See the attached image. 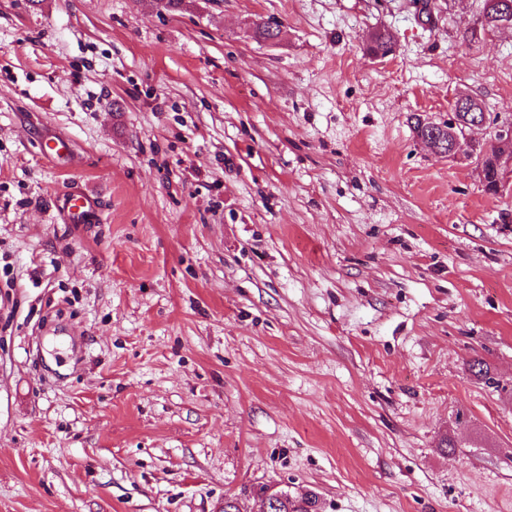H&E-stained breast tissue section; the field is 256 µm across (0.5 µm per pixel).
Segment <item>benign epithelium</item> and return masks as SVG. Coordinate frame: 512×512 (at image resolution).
I'll use <instances>...</instances> for the list:
<instances>
[{"mask_svg":"<svg viewBox=\"0 0 512 512\" xmlns=\"http://www.w3.org/2000/svg\"><path fill=\"white\" fill-rule=\"evenodd\" d=\"M488 9L501 17L499 27L512 26V0H487ZM429 128H448V153L446 157L456 159L464 154H472V147L476 144L471 132L482 128L492 134L495 144V153L492 156V166L497 173L495 188L500 190L512 184V118L501 120L492 118L483 111L481 105L473 98L460 96L456 98L452 117L448 125H437L431 122H422Z\"/></svg>","mask_w":512,"mask_h":512,"instance_id":"7a95c632","label":"benign epithelium"}]
</instances>
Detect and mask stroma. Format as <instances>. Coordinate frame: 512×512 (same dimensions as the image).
I'll return each instance as SVG.
<instances>
[{
  "mask_svg": "<svg viewBox=\"0 0 512 512\" xmlns=\"http://www.w3.org/2000/svg\"><path fill=\"white\" fill-rule=\"evenodd\" d=\"M483 8L0 0V512H512V190L412 124L512 115ZM93 203V198L89 194L79 193L71 195L66 200L68 216L72 221H84L91 216ZM277 503L272 512H317L320 509L319 497L314 492H308L302 496H287Z\"/></svg>",
  "mask_w": 512,
  "mask_h": 512,
  "instance_id": "stroma-1",
  "label": "stroma"
}]
</instances>
